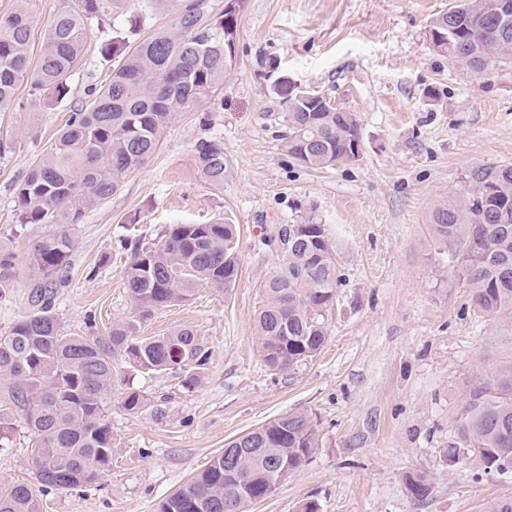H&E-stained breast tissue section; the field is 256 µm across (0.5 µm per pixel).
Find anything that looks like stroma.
I'll list each match as a JSON object with an SVG mask.
<instances>
[{"mask_svg": "<svg viewBox=\"0 0 512 512\" xmlns=\"http://www.w3.org/2000/svg\"><path fill=\"white\" fill-rule=\"evenodd\" d=\"M65 0H0V16L24 9L33 43ZM448 0H247L239 16L235 67L213 103L176 116L155 154L127 173L120 189L85 211L69 284L54 310L66 332L106 335L134 303L119 241L154 242L171 224L222 218L239 229L234 287L203 285L188 300L156 310L141 335L192 327L209 362L194 385L181 371L142 373L114 361L104 407L112 459L96 483L47 491L40 512H159L167 497L225 443L292 412L318 419V446L270 497L246 512H480L512 497V476L482 474L476 461L450 462L456 421L477 375L512 364V319L476 310L461 279L458 248L437 239V204L482 165H512V63L477 74L429 46L427 24ZM171 8L127 0L103 25L89 22L69 94L52 107L29 101L0 107V240L16 254V279L0 299V333L31 310V243L44 225L23 223L15 187L80 108L87 90L106 83L102 44L173 28ZM320 91L354 113L363 152L353 163L311 169L282 147L285 109L270 72ZM436 89L428 97V89ZM216 136L228 159L223 187L203 176L195 141ZM313 215L325 224L343 281L326 312L328 340L315 358L273 372L255 338L261 283L283 261L264 245L271 230ZM146 398L122 407L128 390ZM0 413L14 422L0 447V483L34 479V439L0 387ZM423 471L432 492L416 500L405 475Z\"/></svg>", "mask_w": 512, "mask_h": 512, "instance_id": "stroma-1", "label": "stroma"}]
</instances>
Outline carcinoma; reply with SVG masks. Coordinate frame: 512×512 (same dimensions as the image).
Returning a JSON list of instances; mask_svg holds the SVG:
<instances>
[{
  "label": "carcinoma",
  "mask_w": 512,
  "mask_h": 512,
  "mask_svg": "<svg viewBox=\"0 0 512 512\" xmlns=\"http://www.w3.org/2000/svg\"><path fill=\"white\" fill-rule=\"evenodd\" d=\"M126 0H67L51 20L38 54L32 52L30 16H0V107L17 100L22 86L50 107L69 93L67 80L81 60L91 20L110 22ZM176 6V25L155 29L138 41L114 40L101 58L120 57L112 78L87 91L88 102L70 113L48 152L16 187L26 224L46 231L28 253L36 282L34 310L0 334V382L23 412L34 437L35 482L0 485V512H40L38 494L75 490L98 480L112 450V426L104 398L112 387V359L121 355L142 372L178 369L188 386L197 382L208 356L195 331L181 327L164 336L141 337L140 325L156 310L187 299L202 284L229 288L239 258L236 225L172 224L150 245L124 243L132 260L123 272L136 313L112 324L107 335L64 332L54 295L66 287L78 224L88 208L111 197L122 176L142 166L180 112L211 102L232 71L238 46L233 9L213 13L207 0H158ZM452 2L429 24L440 35L433 51L467 52L470 68L512 61V24L493 23L483 6ZM271 92L288 104L283 149L299 163L326 169L353 162L359 123L318 91L279 80ZM197 162L215 187L224 186V142L203 136ZM436 236L457 243L460 273L473 303L488 315L512 318V166L483 165L466 176L463 189L433 210ZM16 277L15 254L0 244V298ZM340 275L326 225L308 217L288 225V255L262 286L264 302L255 319L256 338L270 370L284 372L315 357L328 329L325 312L335 303ZM316 421L306 412L272 420L241 436L250 452L229 471L224 454L169 496L160 512H224V502L243 506L275 491L277 468L295 473L317 445ZM452 462L474 459L486 474H512V365L472 383L457 421ZM408 492L416 499L431 490L428 476L409 471Z\"/></svg>",
  "instance_id": "obj_1"
}]
</instances>
